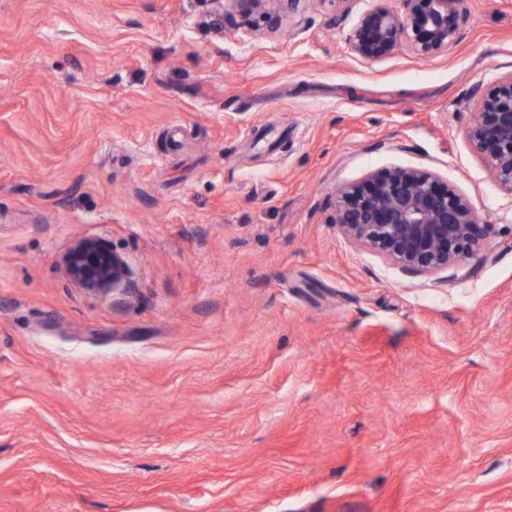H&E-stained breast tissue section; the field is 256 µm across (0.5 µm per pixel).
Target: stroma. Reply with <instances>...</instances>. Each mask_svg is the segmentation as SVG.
Returning <instances> with one entry per match:
<instances>
[{
    "label": "stroma",
    "instance_id": "stroma-1",
    "mask_svg": "<svg viewBox=\"0 0 512 512\" xmlns=\"http://www.w3.org/2000/svg\"><path fill=\"white\" fill-rule=\"evenodd\" d=\"M371 5L0 0V512H512V195L465 136L512 0L376 62ZM392 166L467 197L487 259L344 239L335 188ZM80 237L130 294L69 281ZM209 8L202 17L201 26L224 31L256 27V23H275L281 13L297 12L306 0H202ZM60 262L66 276L89 293L114 299L135 288L126 261L101 240L77 239Z\"/></svg>",
    "mask_w": 512,
    "mask_h": 512
}]
</instances>
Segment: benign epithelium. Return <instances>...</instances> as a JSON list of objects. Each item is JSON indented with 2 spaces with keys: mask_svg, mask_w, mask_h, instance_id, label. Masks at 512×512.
Masks as SVG:
<instances>
[{
  "mask_svg": "<svg viewBox=\"0 0 512 512\" xmlns=\"http://www.w3.org/2000/svg\"><path fill=\"white\" fill-rule=\"evenodd\" d=\"M201 26L224 31L272 24L296 12L304 0H205ZM348 37L351 53L377 61L402 49L421 60L449 52L462 37L468 0H374ZM466 129L471 149L486 161L495 182L512 195V72L498 76L488 92L470 97ZM332 223L350 243L382 256L400 270L433 277L475 258L487 225L466 197L443 186L433 172L409 167L372 170L359 182L334 191ZM66 276L83 290L115 298L135 284L123 257L95 238H79L61 257Z\"/></svg>",
  "mask_w": 512,
  "mask_h": 512,
  "instance_id": "benign-epithelium-1",
  "label": "benign epithelium"
}]
</instances>
